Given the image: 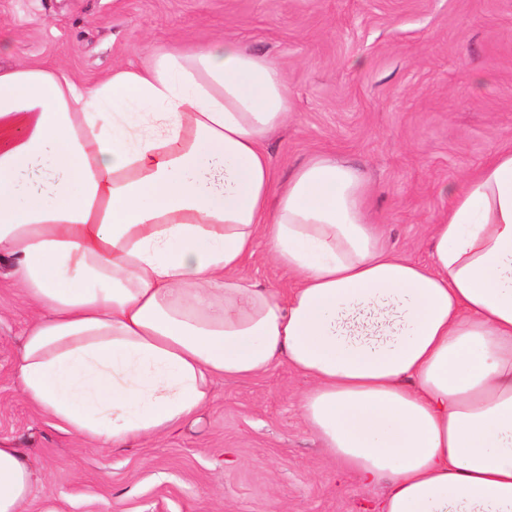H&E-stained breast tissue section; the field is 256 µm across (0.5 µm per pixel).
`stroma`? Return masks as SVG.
Instances as JSON below:
<instances>
[{"mask_svg": "<svg viewBox=\"0 0 512 512\" xmlns=\"http://www.w3.org/2000/svg\"><path fill=\"white\" fill-rule=\"evenodd\" d=\"M0 64L37 58L92 84L169 42L231 37L274 59L292 114L267 143L279 176L315 152L373 186L392 249L428 258L449 191L512 147V0H0ZM31 310L0 263V445L38 474L23 512H372L378 488L330 463L287 364L216 382L193 421L99 448L53 427L15 378Z\"/></svg>", "mask_w": 512, "mask_h": 512, "instance_id": "1", "label": "stroma"}]
</instances>
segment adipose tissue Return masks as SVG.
I'll return each mask as SVG.
<instances>
[{
  "label": "adipose tissue",
  "mask_w": 512,
  "mask_h": 512,
  "mask_svg": "<svg viewBox=\"0 0 512 512\" xmlns=\"http://www.w3.org/2000/svg\"><path fill=\"white\" fill-rule=\"evenodd\" d=\"M279 66L232 38L172 43L93 85L0 66V260L34 317L17 384L101 448L194 419L215 381L284 362L302 420L381 512H512V149L468 176L421 263L370 221L361 171L280 179ZM290 288L245 271L258 241ZM36 481L0 445V512Z\"/></svg>",
  "instance_id": "adipose-tissue-1"
}]
</instances>
